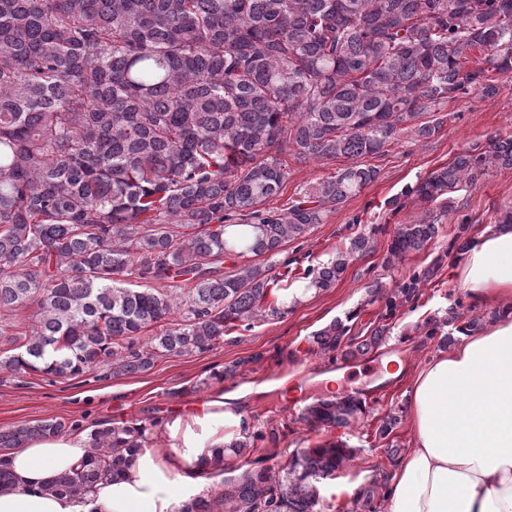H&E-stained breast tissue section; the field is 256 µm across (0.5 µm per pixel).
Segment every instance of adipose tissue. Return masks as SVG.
Listing matches in <instances>:
<instances>
[{"instance_id": "obj_1", "label": "adipose tissue", "mask_w": 512, "mask_h": 512, "mask_svg": "<svg viewBox=\"0 0 512 512\" xmlns=\"http://www.w3.org/2000/svg\"><path fill=\"white\" fill-rule=\"evenodd\" d=\"M451 276L499 314L480 332H459L453 348L415 373L394 365V376H412L416 444L393 473L387 512H512V225L481 232ZM88 453L86 432L72 431L0 454L11 475L0 512H183L224 478L213 464L224 454V391H210L167 433L148 434L125 480L56 493V479Z\"/></svg>"}]
</instances>
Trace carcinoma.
Wrapping results in <instances>:
<instances>
[{
  "label": "carcinoma",
  "mask_w": 512,
  "mask_h": 512,
  "mask_svg": "<svg viewBox=\"0 0 512 512\" xmlns=\"http://www.w3.org/2000/svg\"><path fill=\"white\" fill-rule=\"evenodd\" d=\"M495 73H512V0H0V372L51 382L102 367L112 378L144 373L282 314L298 299L274 265L223 275L220 263L280 254L326 206L377 179L357 159L408 129L434 137L444 120L421 117L475 89L494 93ZM287 156L355 164L281 214L267 204L288 179ZM492 168L512 169L511 137L457 156L409 194L447 201ZM437 221L427 209L402 225L387 262L425 249ZM367 245L359 235L294 281L326 291ZM178 276L185 287H164ZM425 278L386 292L387 309ZM31 304L19 333L11 316ZM349 331L335 320L313 342L356 357L384 334L357 342ZM364 412L346 395L313 402L300 420L346 427ZM78 429L57 418L3 429L0 453ZM145 430L98 424L89 458L56 488L76 495L120 478ZM261 439L224 444L223 469ZM353 457L332 443L277 467L260 456L181 512H319L322 486Z\"/></svg>",
  "instance_id": "1"
}]
</instances>
